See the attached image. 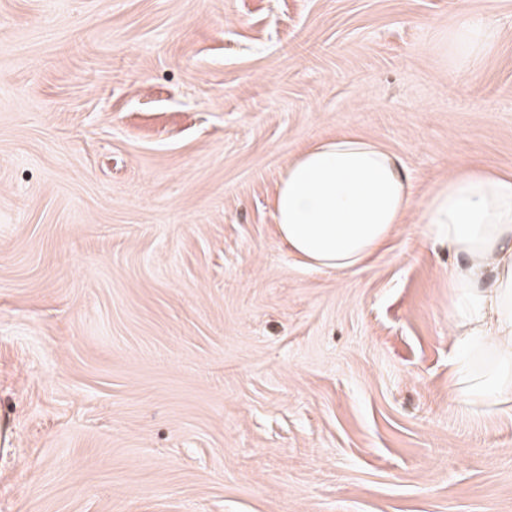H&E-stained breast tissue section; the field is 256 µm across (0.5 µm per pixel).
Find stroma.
Returning a JSON list of instances; mask_svg holds the SVG:
<instances>
[{
	"instance_id": "35a3bbf8",
	"label": "stroma",
	"mask_w": 512,
	"mask_h": 512,
	"mask_svg": "<svg viewBox=\"0 0 512 512\" xmlns=\"http://www.w3.org/2000/svg\"><path fill=\"white\" fill-rule=\"evenodd\" d=\"M341 134L413 204L317 269L272 200ZM467 164L512 171V0H0V512H512L419 222ZM490 21L474 23L463 19L448 31V55L457 62L475 64L483 46L495 35Z\"/></svg>"
}]
</instances>
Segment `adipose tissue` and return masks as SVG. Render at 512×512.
I'll return each instance as SVG.
<instances>
[{
  "instance_id": "obj_1",
  "label": "adipose tissue",
  "mask_w": 512,
  "mask_h": 512,
  "mask_svg": "<svg viewBox=\"0 0 512 512\" xmlns=\"http://www.w3.org/2000/svg\"><path fill=\"white\" fill-rule=\"evenodd\" d=\"M495 35L464 19L448 31V54L476 63ZM412 185L402 160L354 136L317 141L289 162L273 199L278 235L317 268L348 270L403 224ZM425 241L447 246L448 319L454 362L448 393L472 413L512 402V173L452 171L423 205Z\"/></svg>"
}]
</instances>
